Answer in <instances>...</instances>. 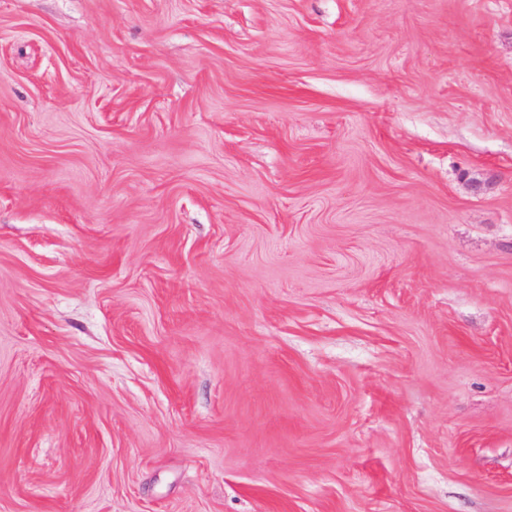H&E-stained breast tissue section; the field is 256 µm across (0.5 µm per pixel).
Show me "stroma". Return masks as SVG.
<instances>
[{"label": "stroma", "instance_id": "stroma-1", "mask_svg": "<svg viewBox=\"0 0 512 512\" xmlns=\"http://www.w3.org/2000/svg\"><path fill=\"white\" fill-rule=\"evenodd\" d=\"M0 512H512V0H0Z\"/></svg>", "mask_w": 512, "mask_h": 512}]
</instances>
